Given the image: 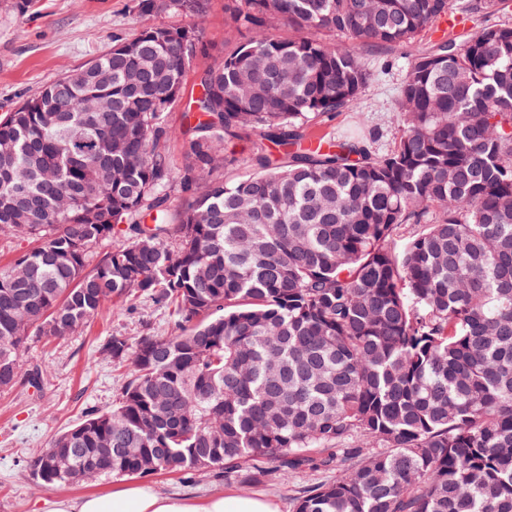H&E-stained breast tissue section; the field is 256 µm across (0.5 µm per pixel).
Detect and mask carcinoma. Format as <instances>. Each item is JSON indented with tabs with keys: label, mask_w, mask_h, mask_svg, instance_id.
<instances>
[{
	"label": "carcinoma",
	"mask_w": 512,
	"mask_h": 512,
	"mask_svg": "<svg viewBox=\"0 0 512 512\" xmlns=\"http://www.w3.org/2000/svg\"><path fill=\"white\" fill-rule=\"evenodd\" d=\"M237 2L252 36L206 67L177 132L200 45L185 27L143 29L0 115V238L32 244L0 271V389L38 385L28 347L112 302L177 316L101 345L128 380L32 478L334 463L296 512H512V25L407 57L390 151L305 147L361 100L364 48L412 43L451 0ZM243 134L282 152L226 180Z\"/></svg>",
	"instance_id": "cac0c4a2"
}]
</instances>
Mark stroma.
I'll return each instance as SVG.
<instances>
[{"mask_svg":"<svg viewBox=\"0 0 512 512\" xmlns=\"http://www.w3.org/2000/svg\"><path fill=\"white\" fill-rule=\"evenodd\" d=\"M204 3L205 12L199 16L173 8L170 0H155L149 12L139 10L138 0H0V113L61 74L85 65L108 50L114 40L157 25L195 27L202 48L185 73L183 98L169 115L170 126L180 129L206 65L247 37L244 29L231 23L225 10L228 0ZM408 54L405 48L367 50L372 79L360 104L322 118L311 129L315 138L335 140L358 123L376 133L378 151L391 150L397 137L393 103ZM175 320L173 307L137 298L105 312L64 340L37 342L26 350L24 364L41 366L43 379L36 387L20 385L0 391V512H34L40 498L104 493L125 484V477L112 476L89 485L42 487L33 481L26 462L87 411L107 409L115 402L126 371L102 354L100 346L107 337L167 336ZM336 475L332 468L285 474L272 467L253 484L216 473L197 475L191 482L159 474L146 477L145 482L165 493L193 497L266 495L277 501L280 512H293L303 486Z\"/></svg>","mask_w":512,"mask_h":512,"instance_id":"1","label":"stroma"}]
</instances>
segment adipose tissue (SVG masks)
<instances>
[{
  "label": "adipose tissue",
  "mask_w": 512,
  "mask_h": 512,
  "mask_svg": "<svg viewBox=\"0 0 512 512\" xmlns=\"http://www.w3.org/2000/svg\"><path fill=\"white\" fill-rule=\"evenodd\" d=\"M38 512H279L275 501L262 496L214 494L204 498L165 494L132 483L105 494L44 498Z\"/></svg>",
  "instance_id": "obj_1"
}]
</instances>
